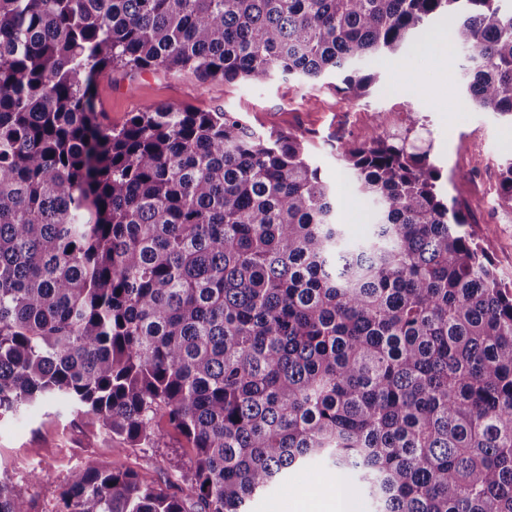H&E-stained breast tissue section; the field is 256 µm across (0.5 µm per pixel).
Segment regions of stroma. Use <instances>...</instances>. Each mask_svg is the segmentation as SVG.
<instances>
[{
    "instance_id": "stroma-1",
    "label": "stroma",
    "mask_w": 512,
    "mask_h": 512,
    "mask_svg": "<svg viewBox=\"0 0 512 512\" xmlns=\"http://www.w3.org/2000/svg\"><path fill=\"white\" fill-rule=\"evenodd\" d=\"M450 32L447 15L434 17L415 46L374 65L375 85L352 102L325 84L202 82L188 71L116 69L97 83L98 108L106 122L119 127L147 104L218 107L258 131L303 136L313 164L336 192L337 220L352 238L368 233L371 204L349 189L350 175L336 154L337 144L370 130L386 134L394 127H415L416 143L430 147L449 196L465 206L469 231L502 281L512 284V221L499 210L472 202L474 190L497 191L499 172L512 161V117L473 107L456 111V100L465 95V60ZM153 428L160 437L158 447L131 448L101 433L88 417L48 403L23 406L0 417V478L26 495L31 512H61L60 493L69 474L90 459L134 471L147 484L177 483V468L188 464L193 451L164 412H157ZM310 487L336 490V477L320 463L295 469L253 498L249 510L295 512V503Z\"/></svg>"
}]
</instances>
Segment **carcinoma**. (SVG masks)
<instances>
[{
    "label": "carcinoma",
    "mask_w": 512,
    "mask_h": 512,
    "mask_svg": "<svg viewBox=\"0 0 512 512\" xmlns=\"http://www.w3.org/2000/svg\"><path fill=\"white\" fill-rule=\"evenodd\" d=\"M505 0H0V415L64 403L135 447L163 410L180 493L93 461L65 512H246L323 460L376 512H512V286L430 150L336 146L377 209L349 243L293 133L222 110H97L116 68L315 82L456 18L468 99L512 116ZM498 205L512 212V162ZM0 512L30 503L0 480Z\"/></svg>",
    "instance_id": "carcinoma-1"
}]
</instances>
